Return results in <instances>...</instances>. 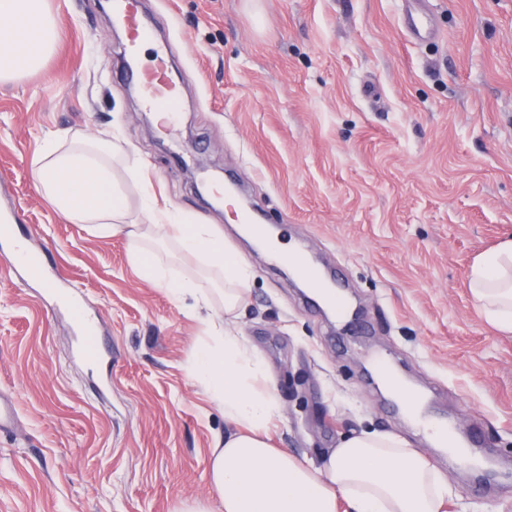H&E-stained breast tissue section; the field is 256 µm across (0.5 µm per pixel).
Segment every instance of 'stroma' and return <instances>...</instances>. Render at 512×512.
Returning <instances> with one entry per match:
<instances>
[{"mask_svg":"<svg viewBox=\"0 0 512 512\" xmlns=\"http://www.w3.org/2000/svg\"><path fill=\"white\" fill-rule=\"evenodd\" d=\"M179 91L162 130L120 78L127 33L108 0H52L62 32L44 67L0 84V174L39 248L106 351L0 250V512L218 508L209 459L231 428L192 377L203 325L141 279L132 240L73 223L39 194L31 160L51 135L124 139L160 204L215 225L252 272L231 329L269 368L275 447L319 464L341 437L377 430L419 449L448 483L442 512H512V333L475 308L473 263L512 238V0H138ZM424 7L437 34L412 41ZM247 197L263 244L206 196ZM332 271L358 326L306 304L272 241ZM423 395L479 469L430 444L382 385L376 359Z\"/></svg>","mask_w":512,"mask_h":512,"instance_id":"obj_1","label":"stroma"}]
</instances>
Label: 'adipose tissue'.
I'll return each mask as SVG.
<instances>
[{
    "label": "adipose tissue",
    "instance_id": "adipose-tissue-1",
    "mask_svg": "<svg viewBox=\"0 0 512 512\" xmlns=\"http://www.w3.org/2000/svg\"><path fill=\"white\" fill-rule=\"evenodd\" d=\"M60 37L49 0H0V83L39 71ZM115 137L59 134L35 153L32 168L45 200L60 214L96 231L126 232L140 276L175 297L192 295L197 309L221 303L225 317L240 308L251 274L240 254L208 224H191L142 189L131 212L123 178L137 177ZM173 243L195 259L208 288L169 275L159 246ZM475 307L512 331V240L478 259L471 270ZM192 376L233 424L210 457V483L221 512H441L448 496L442 475L421 451L399 437L362 431L342 437L319 466L275 448L269 430L279 401L268 369L243 337L209 323Z\"/></svg>",
    "mask_w": 512,
    "mask_h": 512
}]
</instances>
